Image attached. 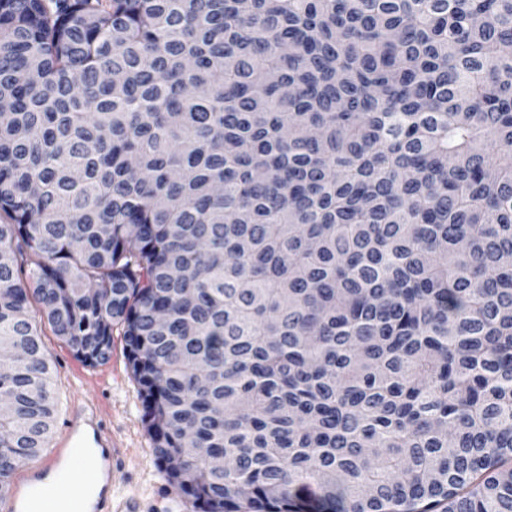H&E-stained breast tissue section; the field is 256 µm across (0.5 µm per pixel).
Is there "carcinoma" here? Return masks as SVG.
<instances>
[{"label": "carcinoma", "instance_id": "cac0c4a2", "mask_svg": "<svg viewBox=\"0 0 512 512\" xmlns=\"http://www.w3.org/2000/svg\"><path fill=\"white\" fill-rule=\"evenodd\" d=\"M0 101V495L35 305L195 512H512V0H0Z\"/></svg>", "mask_w": 512, "mask_h": 512}]
</instances>
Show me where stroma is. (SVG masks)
I'll use <instances>...</instances> for the list:
<instances>
[{"instance_id": "obj_1", "label": "stroma", "mask_w": 512, "mask_h": 512, "mask_svg": "<svg viewBox=\"0 0 512 512\" xmlns=\"http://www.w3.org/2000/svg\"><path fill=\"white\" fill-rule=\"evenodd\" d=\"M38 329L50 354L53 386L61 403L55 435H62L69 408L83 398H92L102 411L106 435L119 449L113 493L136 497L143 512H155L163 496L178 497V490L168 483L154 455L122 336L113 335L112 357L107 363L90 366L76 359L47 323H39Z\"/></svg>"}]
</instances>
